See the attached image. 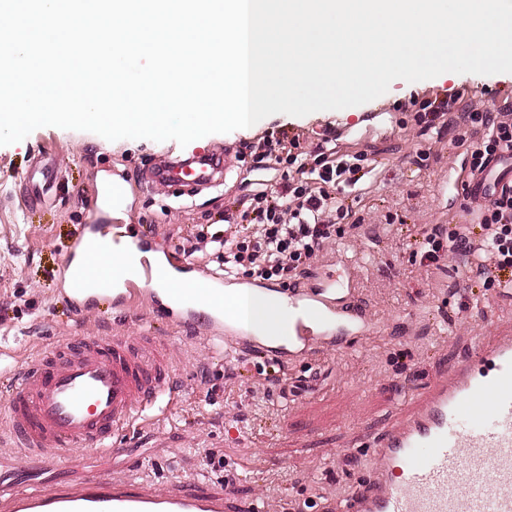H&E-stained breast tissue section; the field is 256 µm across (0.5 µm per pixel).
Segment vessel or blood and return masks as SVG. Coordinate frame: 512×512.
<instances>
[{
    "label": "vessel or blood",
    "instance_id": "b4317fda",
    "mask_svg": "<svg viewBox=\"0 0 512 512\" xmlns=\"http://www.w3.org/2000/svg\"><path fill=\"white\" fill-rule=\"evenodd\" d=\"M214 154L160 162L149 184L191 181L207 186L222 178ZM149 241L110 235L106 225H86L64 265L66 293L81 308L101 297L117 308L140 298L159 303L160 286L183 267L152 264ZM101 256L105 272L87 265ZM216 279L197 278L176 301L172 316L190 325L205 320L213 340L251 345L285 359L337 330L367 325L349 315L351 288L320 278L293 293L283 331L256 335L246 317L233 318L211 304ZM172 366L162 351L119 336L78 339L64 350L34 358L22 368L9 397L6 432L25 454L48 465L68 449L112 448L136 423L163 417L177 405ZM369 478L346 499L345 512H512V328L481 337L474 352L452 364L414 395L403 418L385 430L374 447ZM0 512H246L230 491L198 493L151 489L125 480L92 477L54 491L0 484Z\"/></svg>",
    "mask_w": 512,
    "mask_h": 512
}]
</instances>
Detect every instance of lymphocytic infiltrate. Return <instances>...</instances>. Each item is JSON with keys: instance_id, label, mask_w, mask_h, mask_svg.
<instances>
[{"instance_id": "obj_1", "label": "lymphocytic infiltrate", "mask_w": 512, "mask_h": 512, "mask_svg": "<svg viewBox=\"0 0 512 512\" xmlns=\"http://www.w3.org/2000/svg\"><path fill=\"white\" fill-rule=\"evenodd\" d=\"M413 120L422 132L456 129L469 145L467 165L473 175L495 162L512 160V100L496 110L479 108L463 94L445 99H416ZM246 148L256 169L277 171L273 188L250 198L242 213H225L224 233L211 236L221 249L224 274L256 280L293 281L304 275L321 246L339 235L340 219L349 214V188L363 176L365 155L337 156L330 139L308 141L279 128ZM479 225L453 230L436 225L424 231L416 254L421 265L439 264L442 256L475 261L479 283L512 288V188H486Z\"/></svg>"}]
</instances>
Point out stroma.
<instances>
[{"instance_id":"1","label":"stroma","mask_w":512,"mask_h":512,"mask_svg":"<svg viewBox=\"0 0 512 512\" xmlns=\"http://www.w3.org/2000/svg\"><path fill=\"white\" fill-rule=\"evenodd\" d=\"M464 93L492 107L512 96V73H444L414 83L394 81L360 106L303 117L274 114L253 131L211 134L188 146L149 139L109 141L85 131L41 127L0 146V419L15 373L36 354L72 336L165 341L171 382L182 397L166 416L114 440L105 456L79 447L44 470L0 435V482L52 490L91 476L132 479L149 487L198 492L224 489V475L204 467L224 458L236 470L234 496L259 512H332L335 502L367 479L379 435L403 414L411 391L469 356L479 337L512 325V290L469 287L470 265L445 260L425 267L413 256L422 230L475 224L481 199L458 189L468 169L457 133H422L402 109L414 97ZM308 136L331 131L341 154L367 153L369 172L347 203L345 236L326 243L309 275L330 274L358 291L371 331L353 329L340 344L289 363L259 352L231 350L173 325L149 304L130 310L74 308L59 294L60 271L79 232L95 220L132 225L153 244L155 259L179 256L198 274L219 276L210 247L196 245L206 226L221 229L225 213L274 184L276 171L239 161L241 142L271 128ZM225 147L232 173L224 184L184 194L182 187L145 185L162 155L187 158L193 149ZM429 160H422V153ZM40 157L53 162V188L22 205L25 178ZM119 182L128 193L116 206L96 207L93 182ZM316 392L295 394L309 377Z\"/></svg>"}]
</instances>
